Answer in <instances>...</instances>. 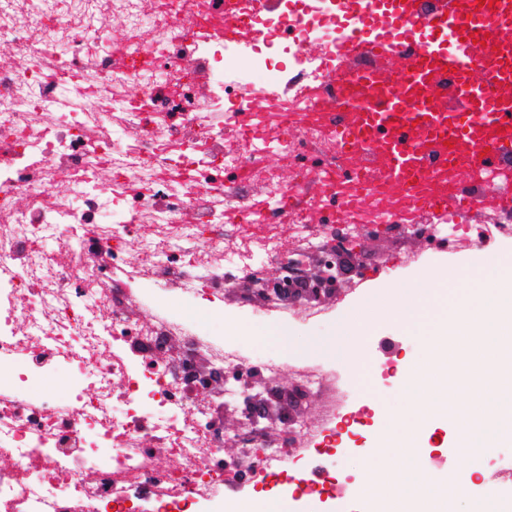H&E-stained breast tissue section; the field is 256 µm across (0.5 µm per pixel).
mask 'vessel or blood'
<instances>
[{
    "label": "vessel or blood",
    "mask_w": 512,
    "mask_h": 512,
    "mask_svg": "<svg viewBox=\"0 0 512 512\" xmlns=\"http://www.w3.org/2000/svg\"><path fill=\"white\" fill-rule=\"evenodd\" d=\"M344 9L358 31L327 58L336 96L320 119L345 164L365 156L372 177L338 180L342 207L367 196L406 216L478 212L486 200L465 178L512 164V0H344ZM247 33L234 15L210 30L227 41Z\"/></svg>",
    "instance_id": "1"
}]
</instances>
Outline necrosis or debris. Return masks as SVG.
Instances as JSON below:
<instances>
[{
    "label": "necrosis or debris",
    "instance_id": "4bbe7bcc",
    "mask_svg": "<svg viewBox=\"0 0 512 512\" xmlns=\"http://www.w3.org/2000/svg\"><path fill=\"white\" fill-rule=\"evenodd\" d=\"M225 2L0 0V52L26 62L0 66V512H224L260 487L310 508L335 499L349 464L330 447L354 414L353 369L257 359L181 303L220 314L234 289L237 313L312 325L323 294L292 286L335 279L339 244L512 242V207L409 222L371 201L337 217L343 161L316 114L349 31L338 0L267 13L238 0L253 38L187 33ZM259 103L276 111L271 132L241 136L232 113ZM61 363L68 401L30 396ZM286 391L321 396L319 419L258 423ZM319 448L313 483L300 473Z\"/></svg>",
    "mask_w": 512,
    "mask_h": 512
}]
</instances>
